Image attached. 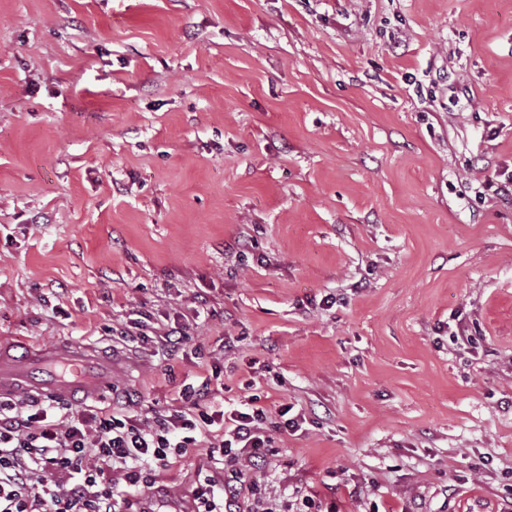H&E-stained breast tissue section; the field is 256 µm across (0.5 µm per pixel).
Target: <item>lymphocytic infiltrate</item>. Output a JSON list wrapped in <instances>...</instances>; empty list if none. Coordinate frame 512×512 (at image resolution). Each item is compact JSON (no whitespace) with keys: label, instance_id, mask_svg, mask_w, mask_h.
Wrapping results in <instances>:
<instances>
[{"label":"lymphocytic infiltrate","instance_id":"f902f5d3","mask_svg":"<svg viewBox=\"0 0 512 512\" xmlns=\"http://www.w3.org/2000/svg\"><path fill=\"white\" fill-rule=\"evenodd\" d=\"M265 422L250 402L230 412L220 403L195 415L177 411L152 425L56 400H1L0 512H117L121 504L154 512L147 469L169 465L201 435L233 470L199 480L183 512H276L265 499L239 504V465L263 466Z\"/></svg>","mask_w":512,"mask_h":512}]
</instances>
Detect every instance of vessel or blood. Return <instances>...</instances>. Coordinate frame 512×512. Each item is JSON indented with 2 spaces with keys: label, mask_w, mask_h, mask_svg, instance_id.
Instances as JSON below:
<instances>
[{
  "label": "vessel or blood",
  "mask_w": 512,
  "mask_h": 512,
  "mask_svg": "<svg viewBox=\"0 0 512 512\" xmlns=\"http://www.w3.org/2000/svg\"><path fill=\"white\" fill-rule=\"evenodd\" d=\"M74 391L96 401L110 400L111 357L66 342L46 347L0 344V397L60 398Z\"/></svg>",
  "instance_id": "1"
}]
</instances>
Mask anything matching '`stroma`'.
Wrapping results in <instances>:
<instances>
[{"instance_id": "35a3bbf8", "label": "stroma", "mask_w": 512, "mask_h": 512, "mask_svg": "<svg viewBox=\"0 0 512 512\" xmlns=\"http://www.w3.org/2000/svg\"><path fill=\"white\" fill-rule=\"evenodd\" d=\"M510 173L512 0H0V340L111 347L148 422L291 406L278 512L512 502Z\"/></svg>"}]
</instances>
